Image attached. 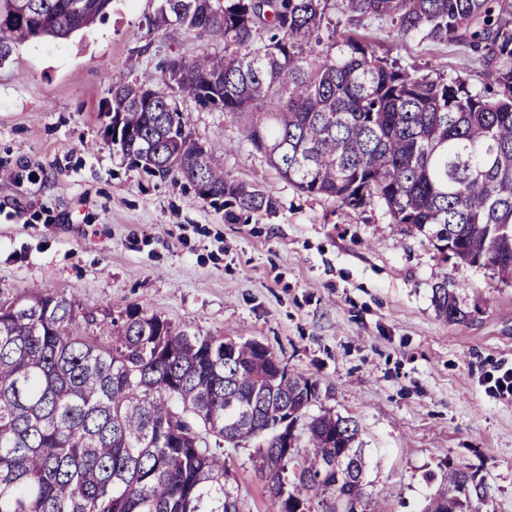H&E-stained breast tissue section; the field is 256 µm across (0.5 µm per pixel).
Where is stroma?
<instances>
[{
    "mask_svg": "<svg viewBox=\"0 0 512 512\" xmlns=\"http://www.w3.org/2000/svg\"><path fill=\"white\" fill-rule=\"evenodd\" d=\"M157 7L112 0L104 20L0 64V299L64 292L83 332L136 305L203 335L258 340L356 422L365 512H423L451 463L483 478L478 512H512V396L487 391L489 376L512 369V284L443 262L381 203L350 211L300 192L236 120L190 100L194 139L275 209L230 223L187 182L130 165L105 134L113 81L156 89L173 56L223 47L218 36L148 32ZM358 33L378 54L485 86L484 51L399 37L385 17ZM441 282L465 320L437 314ZM226 461L242 512H279L255 448Z\"/></svg>",
    "mask_w": 512,
    "mask_h": 512,
    "instance_id": "obj_1",
    "label": "stroma"
}]
</instances>
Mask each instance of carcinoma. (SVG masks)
<instances>
[{"label": "carcinoma", "mask_w": 512, "mask_h": 512, "mask_svg": "<svg viewBox=\"0 0 512 512\" xmlns=\"http://www.w3.org/2000/svg\"><path fill=\"white\" fill-rule=\"evenodd\" d=\"M111 0H0V63L40 37L68 39ZM351 24L384 16L486 51L481 92L419 73L363 40L325 34L330 11ZM512 3L509 0H159L148 31L176 27L207 49L171 58L165 89L118 78L106 130L131 164L191 184L224 218L272 210L261 190L224 176L193 139L180 101L240 119L244 137L298 190L357 211L380 201L392 223L429 236L458 263L512 283ZM437 313H467L445 282ZM61 292L0 302V512H240L224 447L259 441L280 512H306L289 487L363 499L355 421L324 410L317 382L280 371L258 341L203 336L132 306L90 336ZM112 336V341L101 339ZM297 425L282 447L277 423ZM485 485L447 465L426 512H475Z\"/></svg>", "instance_id": "obj_1"}]
</instances>
